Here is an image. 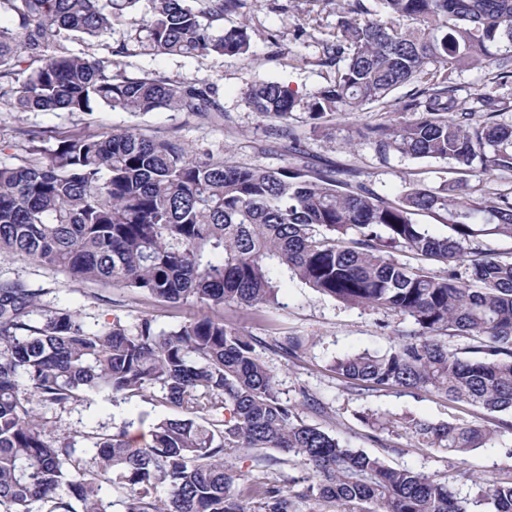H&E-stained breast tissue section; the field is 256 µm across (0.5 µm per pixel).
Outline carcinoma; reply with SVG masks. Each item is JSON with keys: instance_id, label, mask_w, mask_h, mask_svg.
Masks as SVG:
<instances>
[{"instance_id": "1", "label": "carcinoma", "mask_w": 512, "mask_h": 512, "mask_svg": "<svg viewBox=\"0 0 512 512\" xmlns=\"http://www.w3.org/2000/svg\"><path fill=\"white\" fill-rule=\"evenodd\" d=\"M140 0H0V95L11 112L147 114L175 109L209 120L221 112L205 88L163 76L131 77L110 57L69 44L102 42ZM129 40L140 50L193 58L243 56L248 26L225 29L241 0H149ZM341 16L322 42V63L343 67L302 99L275 82L246 92L248 105L277 122L303 111L318 122L377 104L419 118L365 127L384 158L446 161L459 170L512 172V126L495 88L512 83V0H336ZM488 69L476 106L460 108L451 77ZM416 82L406 99H389ZM29 159L0 165V251L207 313L169 330L144 317L130 330L115 320L90 330L75 312L46 305L20 281L0 282V512H292L288 492L257 474L230 470L225 455L276 450L298 460L320 498L365 512H469L448 485L340 443L297 418L279 398L259 340L241 335L229 313L278 304L281 278H296L347 306L410 320L385 353L355 352L331 370L361 390L416 388L490 413H512V262L482 239H512V195L474 198L443 179L410 183L394 199L364 183L303 165L282 170L202 160L175 137L74 132L45 150L46 133L25 131ZM427 214L444 234L416 222ZM409 252L411 266L396 254ZM467 263L461 273L456 264ZM38 318H31L32 314ZM476 338L464 357L441 336ZM273 347L294 355L295 336ZM157 388L181 417L154 424L150 440H128L125 422L92 448L55 437L30 408H66L112 393ZM418 444L457 463L497 427L459 419L410 424ZM494 512H512V476L480 479ZM118 498H113V494Z\"/></svg>"}]
</instances>
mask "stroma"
Masks as SVG:
<instances>
[{
    "label": "stroma",
    "instance_id": "1",
    "mask_svg": "<svg viewBox=\"0 0 512 512\" xmlns=\"http://www.w3.org/2000/svg\"><path fill=\"white\" fill-rule=\"evenodd\" d=\"M317 9V28L298 33L308 9ZM338 16L333 0H242L241 8L225 14V27L247 23L251 52L246 56L214 54L184 58L166 54L117 56L119 68L128 75L157 74L184 85L210 84L224 117L206 121L187 112L160 109L143 116L97 109L80 112L8 111L0 100V162L19 164L28 156L22 128L45 130L48 140L70 132H136L148 137H176L195 154H211L229 163L269 169L309 165L338 171L340 178L355 174L377 194L394 198L406 184L438 185L441 178L461 181L468 193L490 196L512 192V174L465 173L446 170L444 164L412 160L397 155L381 157L375 145L359 139L364 126L386 120V111L370 105L363 111L335 116L329 133L311 132L302 112L290 124L301 140L300 152L290 151L287 140L247 104V89L259 81H273L306 97L326 85L334 68L321 63L319 41L323 32L335 27ZM23 282L41 293L50 305L81 314L89 328L102 330L114 320L134 326L141 318L154 319L170 328L197 315L198 309L184 305L172 308L147 298H138L108 284L75 283L65 274L39 266L8 251L0 252V281ZM279 306L266 314L237 310L233 324L245 335L258 338L259 356L273 370L281 401L293 407L305 423L320 426L343 445L379 456L394 467L410 468L446 482L457 498L470 501L471 512H493L480 502L476 478L512 473V430H501L482 447L471 451L464 466L451 465L446 452L417 446L408 429L410 420L452 422L459 418L497 421V414L448 401L437 394L415 389L360 390L348 379L330 371L332 361L347 353L369 350L384 352L394 344L398 316L361 307H348L330 300L299 281L283 279ZM281 336H300L306 341L302 353L288 357L271 344ZM363 411L391 421L389 433L380 435L361 423ZM39 413L58 436L73 432L94 438L111 433L113 427L129 423L130 434L149 432L161 418L176 415V408L157 400L133 396L118 401L108 395L92 397L90 403L64 409L40 408ZM227 462L242 472H261L266 482L287 488L295 512H360L350 504L323 500L309 492L301 466L257 460L231 451Z\"/></svg>",
    "mask_w": 512,
    "mask_h": 512
}]
</instances>
